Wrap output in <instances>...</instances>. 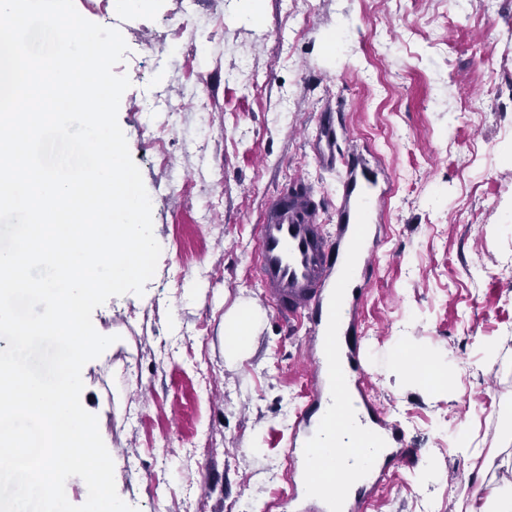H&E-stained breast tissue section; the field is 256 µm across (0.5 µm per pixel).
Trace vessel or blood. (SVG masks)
I'll list each match as a JSON object with an SVG mask.
<instances>
[{
  "label": "vessel or blood",
  "instance_id": "obj_1",
  "mask_svg": "<svg viewBox=\"0 0 512 512\" xmlns=\"http://www.w3.org/2000/svg\"><path fill=\"white\" fill-rule=\"evenodd\" d=\"M339 195L331 218H324L307 191L278 196L257 227L255 273L264 300L278 314L303 327L309 355L308 399L295 416L287 455L291 495L303 497L306 512H366L368 495L388 476V463L410 456L397 428L369 399V389L349 367L338 366L335 338L358 320L364 290L375 271L382 244L377 228L390 193L391 176L380 163L354 152L343 161ZM359 419L391 435L384 461L361 464L355 488L340 476H325L324 492H313L314 429Z\"/></svg>",
  "mask_w": 512,
  "mask_h": 512
}]
</instances>
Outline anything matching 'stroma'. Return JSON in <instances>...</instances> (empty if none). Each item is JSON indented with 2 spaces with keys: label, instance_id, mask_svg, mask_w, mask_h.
<instances>
[{
  "label": "stroma",
  "instance_id": "1",
  "mask_svg": "<svg viewBox=\"0 0 512 512\" xmlns=\"http://www.w3.org/2000/svg\"><path fill=\"white\" fill-rule=\"evenodd\" d=\"M129 50L118 122L163 250L143 295L93 324L116 341L81 399L137 512H268L290 493L291 425L307 399L302 332L264 307L253 353L224 360V314L260 303L257 226L304 183L331 213L339 168L319 127L345 130L393 180L384 246L360 310L372 397L415 456L371 512H461L512 482V0H75ZM178 323H170V315ZM438 352L453 387L424 392L389 364L401 340ZM498 362L486 371L484 349ZM467 429L471 453L458 432ZM440 468L420 469L422 456Z\"/></svg>",
  "mask_w": 512,
  "mask_h": 512
}]
</instances>
